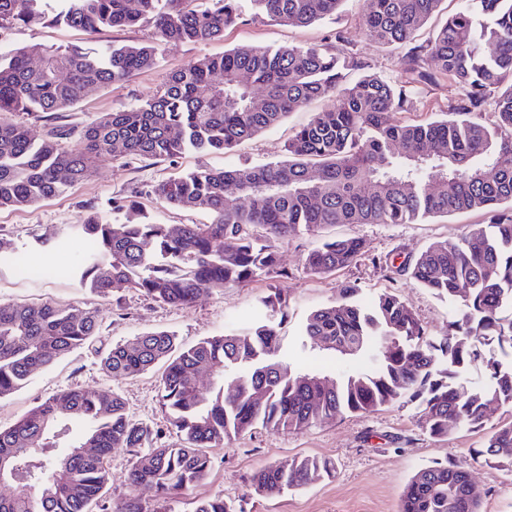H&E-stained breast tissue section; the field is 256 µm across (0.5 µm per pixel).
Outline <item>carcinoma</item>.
<instances>
[{"label":"carcinoma","mask_w":512,"mask_h":512,"mask_svg":"<svg viewBox=\"0 0 512 512\" xmlns=\"http://www.w3.org/2000/svg\"><path fill=\"white\" fill-rule=\"evenodd\" d=\"M344 0H0V32L32 24H65L95 32L152 24L146 43L19 48L0 52V113H43L52 120L92 92L157 65L164 45L224 35L244 14L280 25L308 26L335 15ZM368 35L402 45L405 80L393 81L344 45H241L170 73L138 105L104 112L67 150L70 129L52 127L33 141L20 122L0 121V208L27 207L88 178L92 163L114 158L174 159L186 151L226 153L280 125L317 99L329 105L285 144L284 159L262 165L199 168L158 183L156 199L213 215L208 224L142 220L139 204L112 224L92 210L77 229L88 245L74 277L106 295L128 288L171 307L204 291L276 272L275 243L299 233L320 237L304 261L324 277L367 252L360 237H336L339 224H415L483 211L453 245L436 242L396 271L454 306L438 340L405 300L382 293L368 306L347 286L340 300L313 310L301 335L368 367L335 376L293 373L280 357L286 300H262L252 325L201 339L178 351L166 330L117 344L102 358L120 382L160 361V405L178 445H156L151 428L133 419L114 389H68L0 428V462L16 474L0 495V512H92L104 500L115 448L135 449L131 483L154 488L158 506L124 502L118 512H171L172 495L211 471L207 449L257 425L304 430L344 413L413 404L422 428L446 437L451 427H482L490 406H512V0H465L464 8L424 42L417 33L443 0H359ZM41 64L33 66L30 57ZM353 72L359 73L355 79ZM458 90L448 111L408 121L414 78ZM494 105L493 129L470 118ZM511 314L503 315L504 310ZM100 313L51 303L0 304V398L25 385L96 336ZM478 368L479 385L465 374ZM211 377L202 389L198 378ZM476 460L512 472V423L474 450ZM334 465L304 456L254 476L258 491L279 493L332 477ZM482 492L462 466L447 461L419 470L407 483L400 512H480ZM194 512H236L222 499Z\"/></svg>","instance_id":"1"}]
</instances>
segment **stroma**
Instances as JSON below:
<instances>
[{"instance_id":"35a3bbf8","label":"stroma","mask_w":512,"mask_h":512,"mask_svg":"<svg viewBox=\"0 0 512 512\" xmlns=\"http://www.w3.org/2000/svg\"><path fill=\"white\" fill-rule=\"evenodd\" d=\"M339 30L348 37L352 51L368 62L373 71L391 80L400 79L403 48H386L367 36L358 0H345L338 16L308 27L283 26L247 14L237 26L226 30L222 38L166 45L154 69L102 88L64 112L62 121L73 131L67 146L78 148L85 126L100 113L135 106L149 98L169 73L199 58L248 43L327 47L333 45L334 34ZM152 34V27L145 24L95 34L63 24H38L0 33V50L7 52L35 44L135 43L150 40ZM410 92L414 100L413 108L406 113L410 119L445 112L454 95L449 87L427 83L413 84ZM322 107V102H313L310 108L291 113L275 129L224 154L188 152L172 161L119 158L100 162L86 181L53 198L20 210L0 208V235L13 239L18 258L17 263L0 264V302L96 308L101 319L100 330L90 344L37 373L13 395L0 399V428L10 426L37 402L58 391L112 386L124 398L131 416L157 432L158 444L177 443L178 438L169 432L159 405L163 365L116 383L104 373L102 357L117 343L146 331L174 332L179 346L186 348L201 338L247 327L257 316L262 298L277 288L288 299L287 317L280 330L282 351L297 370L322 366L337 371L343 367V360L335 355L305 346L300 331L311 310L335 302L341 289L348 285L356 286L360 299L366 302L384 292L401 296L429 337L442 336L452 317L451 305L408 276L394 274L393 268L431 242L456 243L467 225L487 223V215L481 212L457 215L445 222L338 225L337 236L363 238L367 253L357 265L325 278L309 276L303 268V260L318 246V238L299 235L277 245L285 276L266 275L239 286L204 293L186 308L162 305L125 289L106 296L94 294L79 287L71 275L80 258V237L71 235L62 248L43 243L59 228L82 224L93 208L106 213L112 222L122 223L124 215L113 210L112 202L131 195L137 197L152 220L164 224L209 223L208 213L160 204L153 194L154 186L201 166L224 168L280 160L288 139ZM511 422L512 407L499 406L489 411L481 429L455 426L447 437L433 438L421 430L414 406L391 405L367 414L346 413L301 431L259 428L211 449L213 467L208 476L173 502L171 508L173 512H192L196 500L220 496L233 502L237 512H399L401 494L411 476L423 467L451 460L466 467L481 489L480 512H512V472L480 465L471 456L473 448ZM303 455L332 461L336 466L334 477L275 496L256 492V472ZM132 460L130 449H113L109 462L112 482L107 496L116 504L136 498L152 510L157 505L154 491L131 485L128 480Z\"/></svg>"}]
</instances>
